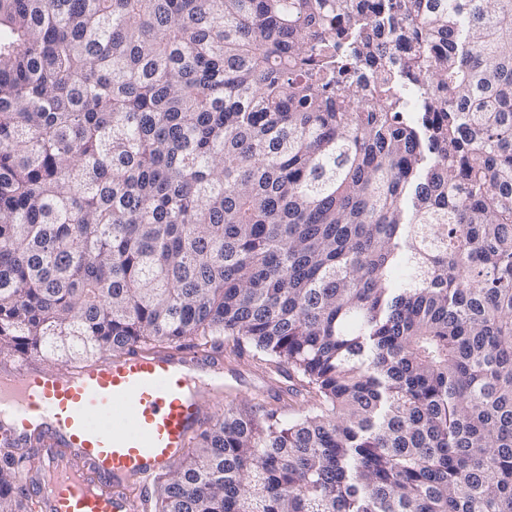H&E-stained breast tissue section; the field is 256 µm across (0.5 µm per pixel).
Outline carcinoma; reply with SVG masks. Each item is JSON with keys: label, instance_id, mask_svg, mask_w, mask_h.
Masks as SVG:
<instances>
[{"label": "carcinoma", "instance_id": "1", "mask_svg": "<svg viewBox=\"0 0 512 512\" xmlns=\"http://www.w3.org/2000/svg\"><path fill=\"white\" fill-rule=\"evenodd\" d=\"M226 342L150 512H512V0H0V355Z\"/></svg>", "mask_w": 512, "mask_h": 512}]
</instances>
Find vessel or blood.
I'll return each instance as SVG.
<instances>
[{"label": "vessel or blood", "mask_w": 512, "mask_h": 512, "mask_svg": "<svg viewBox=\"0 0 512 512\" xmlns=\"http://www.w3.org/2000/svg\"><path fill=\"white\" fill-rule=\"evenodd\" d=\"M213 354L129 347L49 373L38 360L0 361V436L39 441L44 512H142L137 489L181 454L206 397H221Z\"/></svg>", "instance_id": "obj_1"}]
</instances>
